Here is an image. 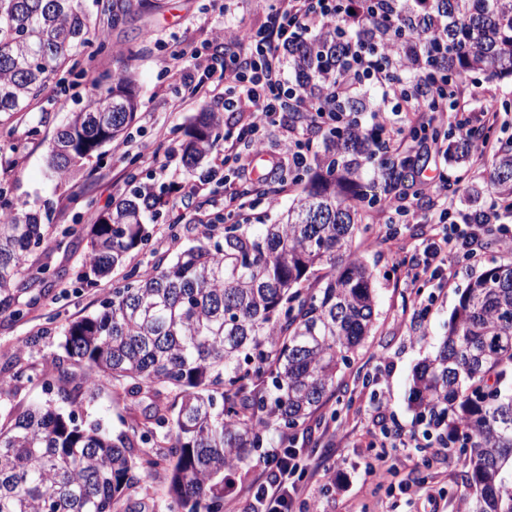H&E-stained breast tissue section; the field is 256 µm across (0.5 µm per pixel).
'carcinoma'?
<instances>
[{
    "label": "carcinoma",
    "mask_w": 512,
    "mask_h": 512,
    "mask_svg": "<svg viewBox=\"0 0 512 512\" xmlns=\"http://www.w3.org/2000/svg\"><path fill=\"white\" fill-rule=\"evenodd\" d=\"M0 0V117L26 111L47 83L102 53L113 21L96 0ZM357 20L349 24L350 12ZM388 44L393 79L413 89L420 112L439 100L453 110L466 79L512 77V0H336V25L288 46L299 84L331 86L351 70L350 43ZM136 78L125 69L56 132L49 168L70 176L135 119ZM336 111H370L356 87ZM220 118L202 111L182 144L194 171L218 143ZM321 136L302 184L281 219L255 229L224 226V243L199 244L166 265L132 268L97 312L65 328L64 355L43 387L53 397L18 407L0 424V512H120L128 492L162 470L171 512H224V473L237 471L336 391L342 367L370 335L375 275L354 247L368 231L363 211L387 199L416 163L395 146L345 126ZM439 124L410 139L448 142L462 162L488 141L483 125L450 141ZM128 196L95 215L77 278L90 285L126 266L150 240L147 220L169 205L167 191L130 175ZM489 186L512 208V142L493 146ZM51 235L36 213L0 210V313L44 279L26 274L29 253ZM0 396L31 380L5 368ZM126 385L140 414L117 436L80 413L104 388ZM416 417L444 446L461 444L464 512H512V264L486 268L462 292L438 351L412 378ZM164 431L156 441L157 431ZM146 449L133 452L134 441Z\"/></svg>",
    "instance_id": "1"
}]
</instances>
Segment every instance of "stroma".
<instances>
[{
    "label": "stroma",
    "instance_id": "obj_1",
    "mask_svg": "<svg viewBox=\"0 0 512 512\" xmlns=\"http://www.w3.org/2000/svg\"><path fill=\"white\" fill-rule=\"evenodd\" d=\"M270 6L271 0H146L145 10L109 26L108 46L95 69L75 78L73 85L50 84L29 111L0 123V202L21 213H39L43 223L52 225L54 238L52 247L34 249L28 257L29 267L48 268L49 277L17 294L22 317L0 314V366L20 364L30 377L14 394L0 397L1 423L11 419L15 407L45 400L42 378L63 353L64 329L96 311L123 277L117 271L94 286L79 282L87 239L67 237L63 231L89 224L91 214L105 212L126 193L130 158L138 160L140 182L175 189L170 205L151 221L150 241L133 253L132 264L144 270L170 263L204 238L223 242L224 226L216 218L224 212L225 195L256 188L260 156L275 157L294 125L280 114L268 131L263 155L245 150L241 164L228 165L219 148L195 173H188L181 144L198 112H220L224 134L237 133L251 118L247 111H222V95L191 63L195 54H211L214 37L225 26L258 28ZM124 68L136 76L139 102L137 118L124 134L130 151L109 143L101 158L84 162L68 180L55 178L48 166L55 133L69 113L84 106L91 80L111 78ZM186 81L197 84L195 96L172 107ZM242 165L248 170L243 179L236 175ZM189 182L194 185L190 191L185 188ZM416 189L405 181L400 195L405 216L367 213L369 231L356 245L376 276L375 327L342 368L335 395L288 433L307 465L313 512H462L460 449L395 448V468L381 484L371 483L365 473L381 453L371 434L377 403L387 402V420L416 429L410 407L415 367L438 350L448 317L469 282L488 266L512 263V254L488 250L468 262L435 302H428V289L410 286L405 278L414 247L428 234L436 213L430 198H415ZM425 302L430 305L426 311L421 308ZM133 407L123 390L111 388L97 394L88 413L116 434Z\"/></svg>",
    "mask_w": 512,
    "mask_h": 512
}]
</instances>
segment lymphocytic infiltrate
Listing matches in <instances>:
<instances>
[{"label":"lymphocytic infiltrate","instance_id":"f902f5d3","mask_svg":"<svg viewBox=\"0 0 512 512\" xmlns=\"http://www.w3.org/2000/svg\"><path fill=\"white\" fill-rule=\"evenodd\" d=\"M332 0H273L267 21L258 34L244 30L225 32L222 42L231 53L224 63V109L236 111L239 104L249 105L253 117L235 136L224 141L225 159H238L241 149L261 152L265 130L278 113L288 110L310 114L316 125L335 120L330 110L333 94L305 86H287L281 50L289 40L313 26L332 25L336 14ZM361 70L382 91L385 111L404 118L405 125L446 123L460 133L469 134L467 116L447 110L437 112H403L404 92L386 79L385 67L375 57L359 60ZM440 223L436 231L418 246L419 260L409 266V282L424 281L433 288L451 287L458 275V265L465 260L482 257L491 241L512 245V225L503 223L501 207L488 199L483 210L470 212L453 200L441 203ZM263 464L270 473L267 481L251 486L255 500L263 512H292L295 501L308 493L307 469L294 448H274Z\"/></svg>","mask_w":512,"mask_h":512}]
</instances>
